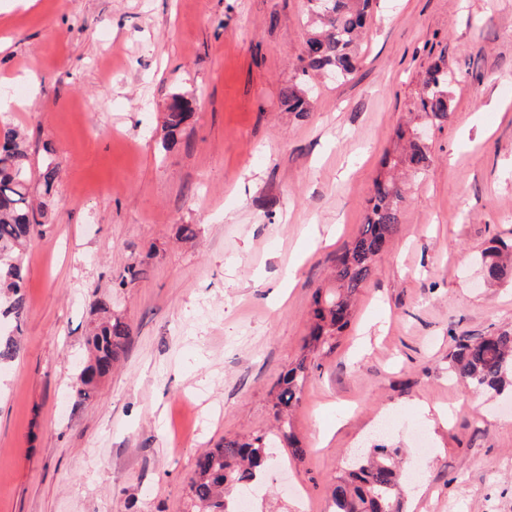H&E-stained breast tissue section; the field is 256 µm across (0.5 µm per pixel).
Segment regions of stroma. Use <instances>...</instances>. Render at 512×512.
Returning a JSON list of instances; mask_svg holds the SVG:
<instances>
[{
    "mask_svg": "<svg viewBox=\"0 0 512 512\" xmlns=\"http://www.w3.org/2000/svg\"><path fill=\"white\" fill-rule=\"evenodd\" d=\"M306 37L305 0H0V123L61 169L51 196L32 187L48 224L0 367V512H184L200 453L273 428L313 299L441 57L456 80L429 166L293 411L308 454L277 449L249 510L332 512L385 420L383 444L428 462L405 512H512V394L449 370L459 339L512 329V271L488 282L481 257L512 239V0H375L356 71L305 77L301 117L281 98ZM176 93L193 111L169 145ZM98 296L130 338L79 404Z\"/></svg>",
    "mask_w": 512,
    "mask_h": 512,
    "instance_id": "stroma-1",
    "label": "stroma"
}]
</instances>
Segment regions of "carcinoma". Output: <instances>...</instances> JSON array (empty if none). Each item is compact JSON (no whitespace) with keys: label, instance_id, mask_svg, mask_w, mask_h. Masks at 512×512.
I'll list each match as a JSON object with an SVG mask.
<instances>
[{"label":"carcinoma","instance_id":"obj_1","mask_svg":"<svg viewBox=\"0 0 512 512\" xmlns=\"http://www.w3.org/2000/svg\"><path fill=\"white\" fill-rule=\"evenodd\" d=\"M371 6L372 0H306V17L318 30L306 40L305 56L300 59L301 75L330 71L346 78L352 74L358 62L357 41L366 28ZM282 103L299 115L309 111L308 99L295 83L282 93ZM190 110L185 97L174 96L165 120L169 142H174ZM419 111L433 122L448 120V70L442 61L430 69ZM397 138L407 139V145L397 161L388 159L386 164H403L415 174L422 173L429 163L427 144L403 130ZM34 177L49 196L59 168L49 157L35 165L26 137L16 127L0 124V319L14 321L11 332L0 333V365L15 361L21 353L25 311L22 255L26 244L46 225L45 206L35 203L30 191ZM405 200V190L396 180L375 181L367 220L336 259V288L314 297L312 323L304 344L307 353L333 348L350 325L353 299L398 232ZM483 261L490 279L504 276L512 263V241L492 240L483 252ZM97 308L103 318L87 336L93 359L79 374L80 386L75 393L78 404L91 397L97 380L120 360L130 334L128 325L112 314L111 300H98ZM317 368L319 365L305 356L280 376L276 396L278 426L274 433L226 438L198 458L189 486L187 512H235L225 499L224 490L237 488L243 492L254 488L268 467L272 449L284 443L292 457L304 460L307 449L295 437L290 412L298 405L307 379ZM450 369L458 381L478 391L501 394L512 389V330L458 341L450 354ZM405 478L400 450L377 445L334 479L333 512H403Z\"/></svg>","mask_w":512,"mask_h":512}]
</instances>
